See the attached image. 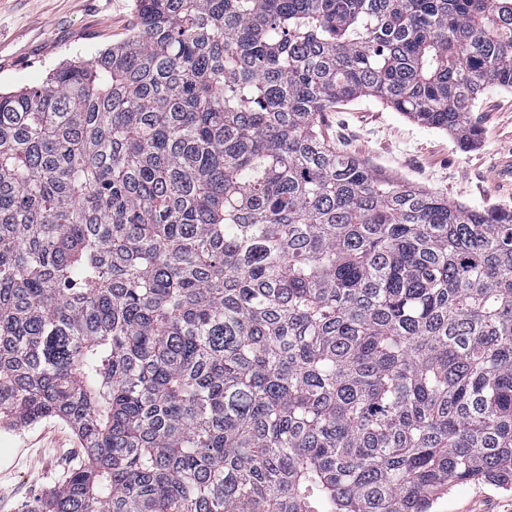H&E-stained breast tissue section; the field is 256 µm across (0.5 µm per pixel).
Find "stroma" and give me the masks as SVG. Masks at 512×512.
Segmentation results:
<instances>
[{"label":"stroma","mask_w":512,"mask_h":512,"mask_svg":"<svg viewBox=\"0 0 512 512\" xmlns=\"http://www.w3.org/2000/svg\"><path fill=\"white\" fill-rule=\"evenodd\" d=\"M136 22L135 0H0V91L41 83L63 62L124 42ZM470 120L480 138L463 150L450 134L363 98L324 113L321 131L375 170L440 192L449 203L512 206V176L494 174L512 154V90L485 93ZM79 455L76 435L60 419L0 423V512H39ZM435 512H512V491L458 485Z\"/></svg>","instance_id":"obj_1"}]
</instances>
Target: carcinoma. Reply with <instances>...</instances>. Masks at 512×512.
Wrapping results in <instances>:
<instances>
[{
  "label": "carcinoma",
  "instance_id": "1",
  "mask_svg": "<svg viewBox=\"0 0 512 512\" xmlns=\"http://www.w3.org/2000/svg\"><path fill=\"white\" fill-rule=\"evenodd\" d=\"M0 92V420L58 418L41 512H432L512 489V207L328 142L374 98L461 149L512 0H136ZM436 512H512V491L492 484L468 483L453 487L440 498Z\"/></svg>",
  "mask_w": 512,
  "mask_h": 512
}]
</instances>
